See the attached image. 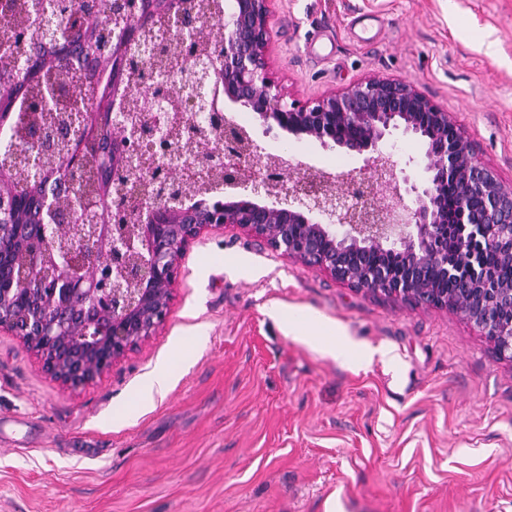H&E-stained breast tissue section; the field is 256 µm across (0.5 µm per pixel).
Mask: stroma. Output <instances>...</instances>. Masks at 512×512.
<instances>
[{
  "instance_id": "1",
  "label": "stroma",
  "mask_w": 512,
  "mask_h": 512,
  "mask_svg": "<svg viewBox=\"0 0 512 512\" xmlns=\"http://www.w3.org/2000/svg\"><path fill=\"white\" fill-rule=\"evenodd\" d=\"M271 26L287 100L413 84L512 186V0H273ZM233 116L263 153L342 176L362 165ZM383 152L425 179L418 137ZM292 312L339 326L371 362L294 339ZM162 363L169 391L140 404ZM0 512H512V361L450 310L212 228L180 260L165 324L101 378L62 385L0 334Z\"/></svg>"
}]
</instances>
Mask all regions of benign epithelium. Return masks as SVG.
<instances>
[{"label": "benign epithelium", "instance_id": "benign-epithelium-1", "mask_svg": "<svg viewBox=\"0 0 512 512\" xmlns=\"http://www.w3.org/2000/svg\"><path fill=\"white\" fill-rule=\"evenodd\" d=\"M220 18L219 61L203 72L210 87L205 107L220 122L196 111L195 86L183 80L181 113L169 100L143 93L145 123L128 125L127 112L112 113V135L123 157H99L103 170L124 188L137 140L164 146L161 166L169 183L149 182V203L118 196L130 224H78L65 231L58 195L72 190L73 160L66 176L42 194L33 219L21 215L0 225V253L18 251L0 268V333L17 337L42 370L64 385L79 386L108 373L136 344L152 336L170 312L173 287L185 249L204 230L234 227L288 258L315 265L332 278L407 304L449 309L477 327L499 354L512 360V282L498 280L481 261L490 251L512 265V187L475 160L472 141L450 113L413 85L370 78L311 103L287 102L268 72L272 0H226ZM174 15L177 41L203 39L198 18L184 0H152L149 13L114 8L112 94L129 89L127 48L141 38L148 20ZM168 41L148 57L164 81ZM258 116L267 134L286 133L324 148L363 157L346 179L311 166L297 172L281 157H267L258 173L251 159L258 145L225 113L226 102ZM400 131L424 144L427 180L398 176L380 147ZM275 181L266 178L270 168ZM241 193L226 199L218 185ZM457 194L448 215V190ZM412 205L405 204V197ZM469 250L448 253V225ZM375 252L397 254L403 267L393 276L370 262ZM451 280L450 293L438 288Z\"/></svg>", "mask_w": 512, "mask_h": 512}]
</instances>
